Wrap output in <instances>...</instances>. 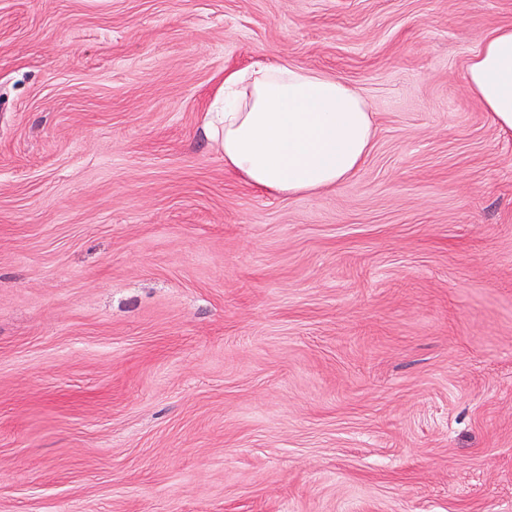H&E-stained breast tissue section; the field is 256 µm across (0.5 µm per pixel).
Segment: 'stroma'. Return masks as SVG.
I'll return each instance as SVG.
<instances>
[{
	"label": "stroma",
	"mask_w": 512,
	"mask_h": 512,
	"mask_svg": "<svg viewBox=\"0 0 512 512\" xmlns=\"http://www.w3.org/2000/svg\"><path fill=\"white\" fill-rule=\"evenodd\" d=\"M512 0H0V512H512ZM282 60L372 112L339 189L202 132ZM469 91L491 112L496 127L512 132V26L496 29L471 59Z\"/></svg>",
	"instance_id": "obj_1"
}]
</instances>
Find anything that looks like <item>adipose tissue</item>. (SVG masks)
I'll list each match as a JSON object with an SVG mask.
<instances>
[{
    "instance_id": "adipose-tissue-1",
    "label": "adipose tissue",
    "mask_w": 512,
    "mask_h": 512,
    "mask_svg": "<svg viewBox=\"0 0 512 512\" xmlns=\"http://www.w3.org/2000/svg\"><path fill=\"white\" fill-rule=\"evenodd\" d=\"M469 91L512 132V26L496 29L472 58ZM204 135L246 184L274 196L336 189L372 149L364 98L323 73L269 62L224 76Z\"/></svg>"
}]
</instances>
